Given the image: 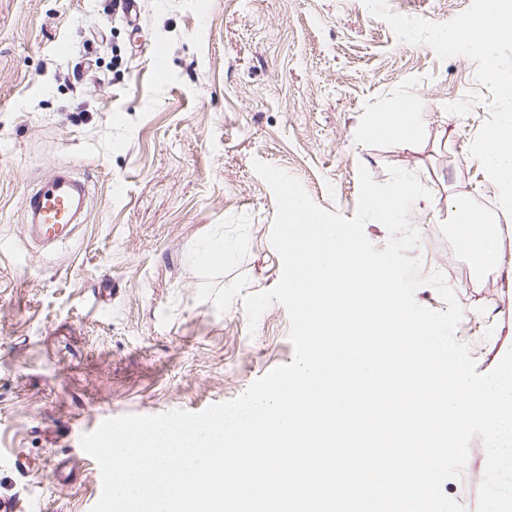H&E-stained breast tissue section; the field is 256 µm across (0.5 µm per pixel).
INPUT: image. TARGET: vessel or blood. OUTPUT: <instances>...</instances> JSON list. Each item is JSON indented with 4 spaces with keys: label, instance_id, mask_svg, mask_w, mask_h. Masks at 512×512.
I'll return each mask as SVG.
<instances>
[{
    "label": "vessel or blood",
    "instance_id": "obj_1",
    "mask_svg": "<svg viewBox=\"0 0 512 512\" xmlns=\"http://www.w3.org/2000/svg\"><path fill=\"white\" fill-rule=\"evenodd\" d=\"M87 195L88 187L75 165L55 166L46 179L25 194V221L39 227L45 238L58 237L67 226L86 223Z\"/></svg>",
    "mask_w": 512,
    "mask_h": 512
}]
</instances>
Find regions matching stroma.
I'll list each match as a JSON object with an SVG mask.
<instances>
[{"instance_id":"35a3bbf8","label":"stroma","mask_w":512,"mask_h":512,"mask_svg":"<svg viewBox=\"0 0 512 512\" xmlns=\"http://www.w3.org/2000/svg\"><path fill=\"white\" fill-rule=\"evenodd\" d=\"M472 0H387L444 23ZM165 56L157 76L154 52ZM477 64L398 40L363 0H141L131 30L112 0H0V499L17 512H90L101 472L80 446L107 419L200 412L291 363L278 303L249 328L241 301H197L195 240L235 215L249 249L222 287L272 289L277 212L254 161L301 181L320 207L353 217L358 166L388 182L415 173L430 201L410 221L423 276L442 273L463 310L455 335L477 370L512 342V238L500 265L468 276L448 242L452 199L494 213L470 147L489 116L446 104L478 90ZM395 98L423 110L418 139L368 121ZM72 163L91 192L87 223L45 244L23 221L25 192ZM28 464L19 474L17 459ZM486 468L473 439L443 491L475 512Z\"/></svg>"}]
</instances>
